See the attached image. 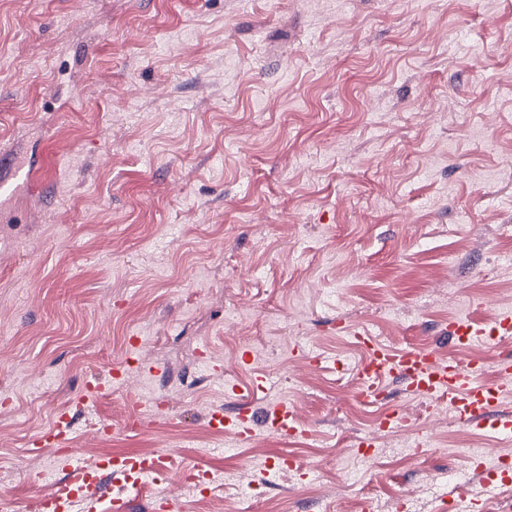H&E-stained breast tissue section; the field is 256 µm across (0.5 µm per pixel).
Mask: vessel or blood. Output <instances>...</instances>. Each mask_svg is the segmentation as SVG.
Wrapping results in <instances>:
<instances>
[{
    "instance_id": "obj_1",
    "label": "vessel or blood",
    "mask_w": 512,
    "mask_h": 512,
    "mask_svg": "<svg viewBox=\"0 0 512 512\" xmlns=\"http://www.w3.org/2000/svg\"><path fill=\"white\" fill-rule=\"evenodd\" d=\"M444 332L463 349L477 344L491 346L512 337V314L498 315L489 322L456 318L446 324ZM353 340L366 353L358 373L359 401L366 404L380 401L383 383L391 377L402 382L408 396L445 405L449 414L464 425L512 435V407L504 401L505 396L512 394L511 357L502 356L491 363L481 357L465 361L447 359L429 348L397 350L365 332L354 333ZM491 373L496 375V382L488 381ZM230 391L237 397L236 406L213 412L210 426L237 444L251 441L254 425L259 420L279 438L297 441L311 438V431L296 417L294 403L275 401L267 404L258 415L238 385H231ZM72 439V419L57 420L33 447L35 452L41 453L50 447H68ZM163 458L160 452L150 456L119 453L105 460L91 480L74 458H66L63 469L69 474V491L45 502V512H73L78 506L84 512H99L106 501L110 502L113 512H129L130 501L113 496V486H139L142 479L159 468Z\"/></svg>"
}]
</instances>
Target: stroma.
<instances>
[{
    "mask_svg": "<svg viewBox=\"0 0 512 512\" xmlns=\"http://www.w3.org/2000/svg\"><path fill=\"white\" fill-rule=\"evenodd\" d=\"M509 42L512 0H0V150L33 175L0 195V494L63 478L26 449L94 378L116 432L78 422L74 448L168 452V486L199 467L264 512H440L449 475L512 459L390 379L415 426L357 466L349 334L444 355L441 324L512 310ZM133 336L134 407L109 386ZM259 376L314 440L224 451L209 416Z\"/></svg>",
    "mask_w": 512,
    "mask_h": 512,
    "instance_id": "35a3bbf8",
    "label": "stroma"
}]
</instances>
